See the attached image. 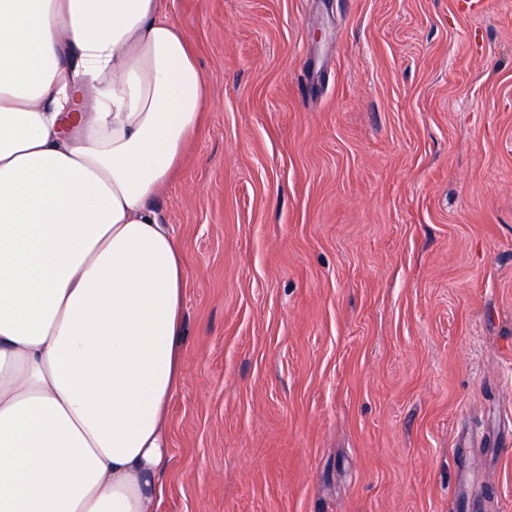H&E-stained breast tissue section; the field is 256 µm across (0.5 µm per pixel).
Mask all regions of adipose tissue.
<instances>
[{"mask_svg": "<svg viewBox=\"0 0 512 512\" xmlns=\"http://www.w3.org/2000/svg\"><path fill=\"white\" fill-rule=\"evenodd\" d=\"M206 86L162 0H0V512H157Z\"/></svg>", "mask_w": 512, "mask_h": 512, "instance_id": "obj_1", "label": "adipose tissue"}]
</instances>
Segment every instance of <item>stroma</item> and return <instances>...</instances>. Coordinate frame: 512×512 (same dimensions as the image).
<instances>
[{
    "mask_svg": "<svg viewBox=\"0 0 512 512\" xmlns=\"http://www.w3.org/2000/svg\"><path fill=\"white\" fill-rule=\"evenodd\" d=\"M209 78L159 512H512V0H162Z\"/></svg>",
    "mask_w": 512,
    "mask_h": 512,
    "instance_id": "obj_1",
    "label": "stroma"
}]
</instances>
